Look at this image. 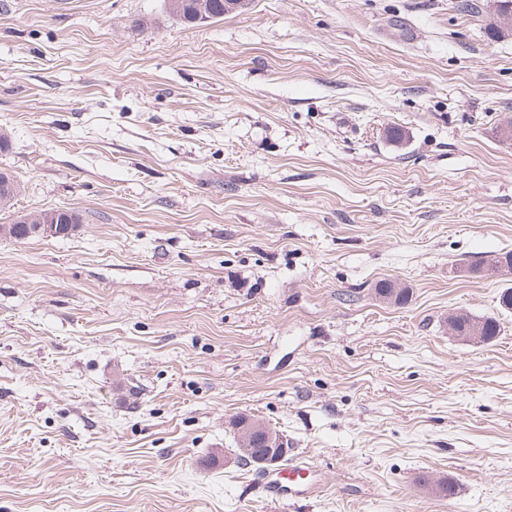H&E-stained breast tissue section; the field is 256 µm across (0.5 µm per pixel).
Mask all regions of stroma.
Wrapping results in <instances>:
<instances>
[{
	"mask_svg": "<svg viewBox=\"0 0 512 512\" xmlns=\"http://www.w3.org/2000/svg\"><path fill=\"white\" fill-rule=\"evenodd\" d=\"M474 2L0 0V224L81 218L0 238V512H512V274L467 272L512 251V39ZM238 417L313 498L262 497ZM200 4L204 5L205 12L209 13L214 19H222L224 12L236 10L245 6L247 0H168V9L172 14L179 17L185 24L193 25L195 22L196 11L199 10ZM202 10L198 13L199 22L209 21L210 18ZM61 212L65 213L69 216L71 224H57L56 220H54L53 223H51L50 221H42L41 220L40 224H30L31 221H23L22 224H19L17 227L24 225V227L27 228L26 232L19 234V233H15L14 230H12L10 232L9 231L10 229L6 228L3 231V234L0 235V237H1V239L5 238V239H9V240H12L15 242L25 241L32 235H38V236H43V237H58V236L60 237V235L63 232L67 233L69 231V227L72 224H80V217L75 212L70 211L71 212L70 213V212H68V210L61 211ZM67 225H69L68 228H66ZM63 227L65 228V230H62ZM455 327H457V331L459 332V335L456 337L467 338L472 343L476 344L478 341H480L479 343H488L500 333L499 322L496 318L475 317L465 311L464 313L453 312L448 315V332L451 335L457 334ZM235 424L239 435H242V443H244L245 447L249 445V448H241L237 435V448H235V452L237 462L243 466L259 468L253 461L254 456L258 458L257 463L260 464L262 468L268 469L278 466L282 459L291 452L290 448H287L288 446L285 444L284 437L274 433L270 428H266L263 423L240 418L236 419ZM253 433H257V440L251 442ZM254 444H258L260 447L255 448L253 454L251 448ZM283 460L281 465L288 461V456Z\"/></svg>",
	"mask_w": 512,
	"mask_h": 512,
	"instance_id": "35a3bbf8",
	"label": "stroma"
}]
</instances>
